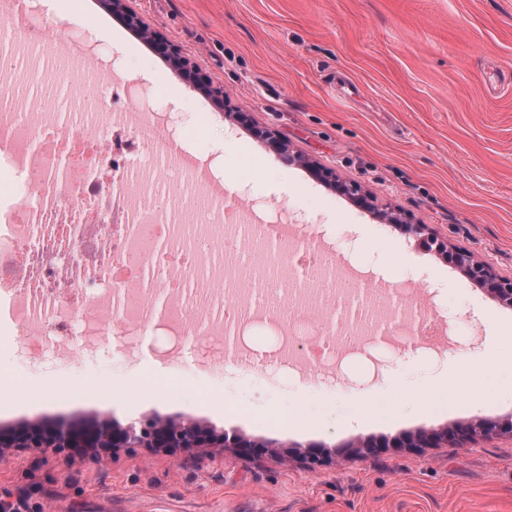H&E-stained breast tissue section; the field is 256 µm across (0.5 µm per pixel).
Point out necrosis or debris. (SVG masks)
<instances>
[{
    "label": "necrosis or debris",
    "mask_w": 512,
    "mask_h": 512,
    "mask_svg": "<svg viewBox=\"0 0 512 512\" xmlns=\"http://www.w3.org/2000/svg\"><path fill=\"white\" fill-rule=\"evenodd\" d=\"M46 63L69 87L107 65L80 38L62 43ZM109 96L101 90L64 117L0 107V159L31 175L25 195L0 214V301L16 325L33 326L40 336L23 347V356L44 360L64 346H89L104 333L96 313L107 303L124 316L126 335H137L154 322L151 303L161 286L208 314L217 349L226 328L243 329L255 310H264L286 329L271 365L297 367L296 330L313 305L312 284L343 283L346 272L329 250L308 247L295 251L304 278L270 271L266 247L280 243L284 221L247 213L225 220L219 198L210 199L204 216L189 204L163 203L157 182L144 180V173L158 171L171 185L187 168L134 130L126 133L131 151L117 156ZM135 224L146 225V233H133ZM216 234L245 241L236 264L261 275L256 295L238 298L235 273H225L211 254Z\"/></svg>",
    "instance_id": "obj_1"
}]
</instances>
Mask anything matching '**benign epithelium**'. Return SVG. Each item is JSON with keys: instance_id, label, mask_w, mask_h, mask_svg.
<instances>
[{"instance_id": "1", "label": "benign epithelium", "mask_w": 512, "mask_h": 512, "mask_svg": "<svg viewBox=\"0 0 512 512\" xmlns=\"http://www.w3.org/2000/svg\"><path fill=\"white\" fill-rule=\"evenodd\" d=\"M102 4L124 24L136 29L156 53L167 58L190 87L206 91L218 106H225L227 95L224 94V86L214 83L196 64L182 56L175 44L130 9L127 0H102ZM225 117L250 128L255 138L306 168L317 182L368 210L377 219L404 229L416 238L421 248L434 252L445 261H451L465 277L483 288L492 300L512 306V277L500 275L489 263L473 253L454 247L448 239L438 236L428 225L413 222L409 214L389 207H375L374 196L360 184L290 153L288 144L275 131L250 124L247 114L227 111ZM492 437L512 438V418L477 417L450 424L441 431L420 430L405 438L364 441L355 445L348 443L346 447L438 448L448 444L462 447ZM255 447L257 444L235 432L228 434L222 429L193 420L162 419L154 416L134 420L125 426L115 423L110 417H104L85 425L60 421L32 423L20 428L0 430V458L7 455L18 456L43 448H51L55 454L66 459L76 453V449L85 448L87 452L84 456L107 461L122 448H160L173 456L182 453L207 455L211 448H234L247 453Z\"/></svg>"}]
</instances>
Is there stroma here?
<instances>
[{"label":"stroma","mask_w":512,"mask_h":512,"mask_svg":"<svg viewBox=\"0 0 512 512\" xmlns=\"http://www.w3.org/2000/svg\"><path fill=\"white\" fill-rule=\"evenodd\" d=\"M224 87L230 111L274 130L290 149L359 182L378 204L411 214L455 247L512 277V0H129ZM37 55L73 34L108 50L169 110L213 188L234 178L240 208L288 209L305 239L339 246L378 284V317L432 312L437 340L368 336L361 348L316 357L293 376L254 363L225 373L203 339L177 352L153 331L123 336L113 321L88 364L24 367V327H0V426L144 416L192 419L257 441L243 455L172 458L123 449L105 464L31 452L0 459V501L33 512H512V439L458 448H381L358 442L512 415V367H497L489 398L471 383H437L464 356L495 343L512 355V307L453 266L269 151L95 0H39ZM172 385L139 388L145 368ZM336 446L331 463H284L280 449Z\"/></svg>","instance_id":"stroma-1"}]
</instances>
